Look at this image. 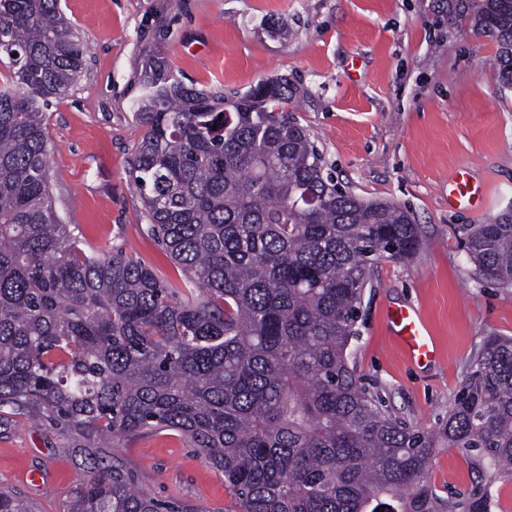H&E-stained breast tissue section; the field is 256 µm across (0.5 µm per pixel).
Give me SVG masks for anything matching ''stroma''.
Here are the masks:
<instances>
[{"mask_svg":"<svg viewBox=\"0 0 512 512\" xmlns=\"http://www.w3.org/2000/svg\"><path fill=\"white\" fill-rule=\"evenodd\" d=\"M59 8L85 64L46 110L49 182L82 248L121 251L168 287L184 285L129 176L147 130L135 107L143 63L163 58L185 84L224 94L287 77L296 89L288 109L325 173L357 197L403 207L419 226L410 259L374 266L349 362L388 413L415 429L441 427L485 337L512 336V287L479 275L462 233L512 206V90L499 88L495 46L459 0H60ZM463 164L488 184L483 214L448 197L450 174ZM403 305L430 332L431 364L412 365L384 320L387 307ZM100 466L184 512L235 508L223 474L179 432L86 440L0 414V489L35 512H63ZM429 477L455 499L489 484L492 512H512V481L488 483L463 449H438Z\"/></svg>","mask_w":512,"mask_h":512,"instance_id":"stroma-1","label":"stroma"}]
</instances>
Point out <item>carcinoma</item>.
Wrapping results in <instances>:
<instances>
[{"mask_svg": "<svg viewBox=\"0 0 512 512\" xmlns=\"http://www.w3.org/2000/svg\"><path fill=\"white\" fill-rule=\"evenodd\" d=\"M463 13L496 43L512 86V0ZM0 411L88 439L168 427L224 474L236 512H491L429 478L437 448L474 451L512 478V337L488 336L436 431L381 408L348 362L375 262L414 254L408 211L323 174L295 92L268 78L226 97L144 66L148 127L130 167L149 230L190 287L135 258L87 255L57 215L45 109L84 66L58 0H0ZM480 273L512 285V208L463 227ZM0 512H32L0 491ZM66 512H181L118 470L78 487Z\"/></svg>", "mask_w": 512, "mask_h": 512, "instance_id": "carcinoma-1", "label": "carcinoma"}]
</instances>
